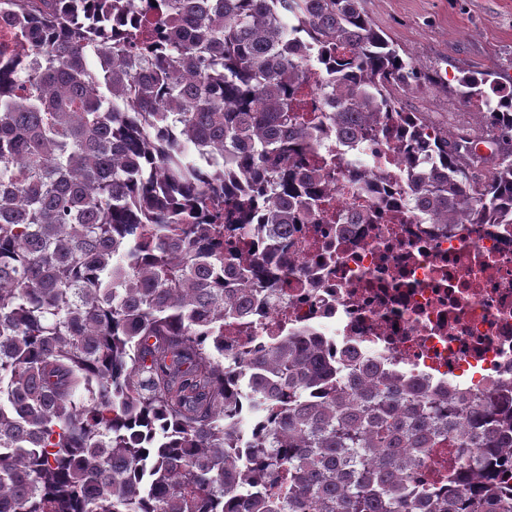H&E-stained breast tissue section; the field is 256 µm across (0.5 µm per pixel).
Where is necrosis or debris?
Masks as SVG:
<instances>
[{"label":"necrosis or debris","instance_id":"4bbe7bcc","mask_svg":"<svg viewBox=\"0 0 512 512\" xmlns=\"http://www.w3.org/2000/svg\"><path fill=\"white\" fill-rule=\"evenodd\" d=\"M325 187L330 209L294 225L266 268L287 284L247 326H225L230 350L309 330L346 354V380L371 364L474 404L493 392L512 398V225L423 224L401 204L355 224L376 195L343 170ZM329 251L335 261L322 265Z\"/></svg>","mask_w":512,"mask_h":512}]
</instances>
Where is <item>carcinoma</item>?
<instances>
[{
    "label": "carcinoma",
    "instance_id": "1",
    "mask_svg": "<svg viewBox=\"0 0 512 512\" xmlns=\"http://www.w3.org/2000/svg\"><path fill=\"white\" fill-rule=\"evenodd\" d=\"M0 512H512V414L365 371L324 340L224 348L269 293L224 250L239 214L278 241L322 206L337 136L393 141L425 224H512L489 175L396 92L416 77L361 0H0ZM319 74L320 106L301 86ZM492 143L512 84L458 78ZM392 202L389 175H349ZM463 468L419 479V456ZM448 459V465L463 466L464 461L459 460L454 448H433L421 469L420 477L427 481L437 480V474L443 468Z\"/></svg>",
    "mask_w": 512,
    "mask_h": 512
}]
</instances>
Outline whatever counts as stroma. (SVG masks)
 <instances>
[{"label": "stroma", "mask_w": 512, "mask_h": 512, "mask_svg": "<svg viewBox=\"0 0 512 512\" xmlns=\"http://www.w3.org/2000/svg\"><path fill=\"white\" fill-rule=\"evenodd\" d=\"M363 8L416 68L399 95L404 111L453 134L477 122L456 94L461 73L492 66L512 82V0H363Z\"/></svg>", "instance_id": "35a3bbf8"}]
</instances>
